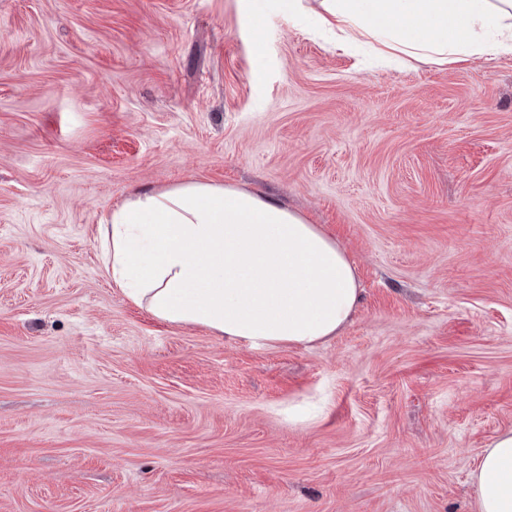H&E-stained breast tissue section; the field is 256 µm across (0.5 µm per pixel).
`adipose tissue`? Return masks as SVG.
Wrapping results in <instances>:
<instances>
[{"label":"adipose tissue","instance_id":"obj_1","mask_svg":"<svg viewBox=\"0 0 512 512\" xmlns=\"http://www.w3.org/2000/svg\"><path fill=\"white\" fill-rule=\"evenodd\" d=\"M312 21L340 47L397 65L512 54V0H320ZM100 245L113 284L170 324L254 347L337 335L361 288L344 248L271 198L213 182L149 190L112 209ZM478 512H512V431L473 476Z\"/></svg>","mask_w":512,"mask_h":512}]
</instances>
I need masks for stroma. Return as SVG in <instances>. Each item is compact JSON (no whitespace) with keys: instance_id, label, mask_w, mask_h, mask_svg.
I'll use <instances>...</instances> for the list:
<instances>
[{"instance_id":"stroma-1","label":"stroma","mask_w":512,"mask_h":512,"mask_svg":"<svg viewBox=\"0 0 512 512\" xmlns=\"http://www.w3.org/2000/svg\"><path fill=\"white\" fill-rule=\"evenodd\" d=\"M1 27L0 512H476L512 430V55L368 67L285 0H0ZM200 179L339 240L338 335L255 348L112 285L103 218Z\"/></svg>"}]
</instances>
